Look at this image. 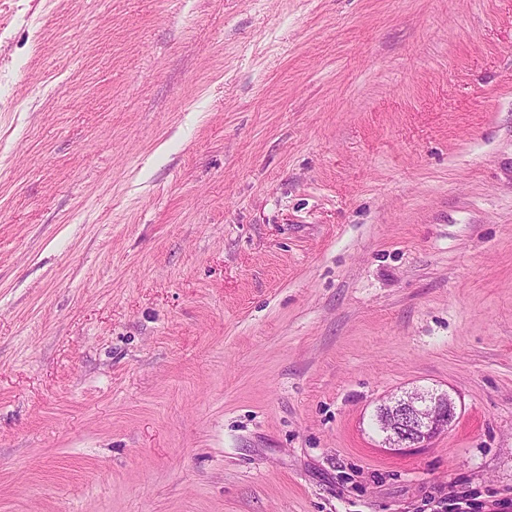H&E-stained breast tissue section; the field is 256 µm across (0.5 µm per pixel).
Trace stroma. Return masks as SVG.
Instances as JSON below:
<instances>
[{
	"mask_svg": "<svg viewBox=\"0 0 512 512\" xmlns=\"http://www.w3.org/2000/svg\"><path fill=\"white\" fill-rule=\"evenodd\" d=\"M453 496L512 512V0H0V512ZM375 414L383 443L394 451L420 448L436 435L451 429L457 419L455 400L445 391L415 389L391 397ZM377 427V428H378Z\"/></svg>",
	"mask_w": 512,
	"mask_h": 512,
	"instance_id": "stroma-1",
	"label": "stroma"
}]
</instances>
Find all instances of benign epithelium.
Here are the masks:
<instances>
[{"label": "benign epithelium", "instance_id": "7a95c632", "mask_svg": "<svg viewBox=\"0 0 512 512\" xmlns=\"http://www.w3.org/2000/svg\"><path fill=\"white\" fill-rule=\"evenodd\" d=\"M457 419V405L448 392L415 389L383 403L378 427L385 446L400 451L425 446Z\"/></svg>", "mask_w": 512, "mask_h": 512}]
</instances>
